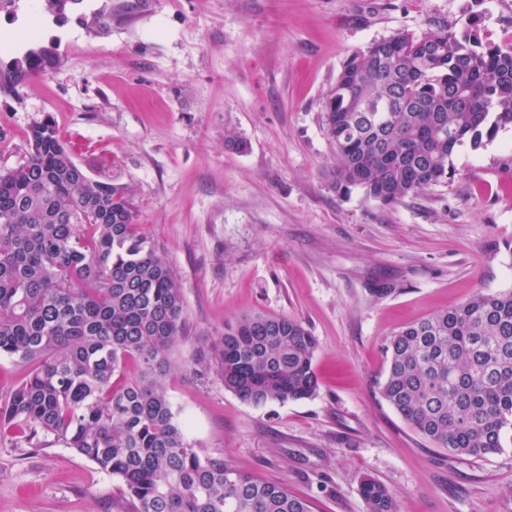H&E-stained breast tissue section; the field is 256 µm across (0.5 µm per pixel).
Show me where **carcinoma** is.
<instances>
[{"label":"carcinoma","instance_id":"carcinoma-1","mask_svg":"<svg viewBox=\"0 0 512 512\" xmlns=\"http://www.w3.org/2000/svg\"><path fill=\"white\" fill-rule=\"evenodd\" d=\"M0 93L58 62L26 52ZM512 129V44L466 29L398 31L351 54L325 102L341 195L391 205L448 178L455 149ZM27 160L0 170V357L29 367L0 404V429L42 433L116 478L132 512H311L310 502L187 442L161 377L184 327L182 288L136 224L125 187L88 176L50 122ZM225 146L249 143L224 129ZM317 340L299 319L256 314L195 359L241 401L310 398ZM382 397L422 437L456 454L501 451L512 429V289L477 290L402 327ZM366 512H401L362 484Z\"/></svg>","mask_w":512,"mask_h":512}]
</instances>
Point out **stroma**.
I'll return each instance as SVG.
<instances>
[{
  "label": "stroma",
  "instance_id": "obj_1",
  "mask_svg": "<svg viewBox=\"0 0 512 512\" xmlns=\"http://www.w3.org/2000/svg\"><path fill=\"white\" fill-rule=\"evenodd\" d=\"M475 18L512 41V0H72L39 4L58 65L0 94V167L52 121L92 177L128 187L141 230L180 281L183 335L163 386L204 454L281 484L315 512H366L370 477L402 512H512L501 452L434 447L381 397L400 327L512 289V130L457 147L443 183L381 205L334 190L323 103L351 53L400 30ZM245 136L243 153L225 128ZM256 313L316 336L317 393L242 402L199 351ZM118 480L44 435L0 430V512H128Z\"/></svg>",
  "mask_w": 512,
  "mask_h": 512
}]
</instances>
